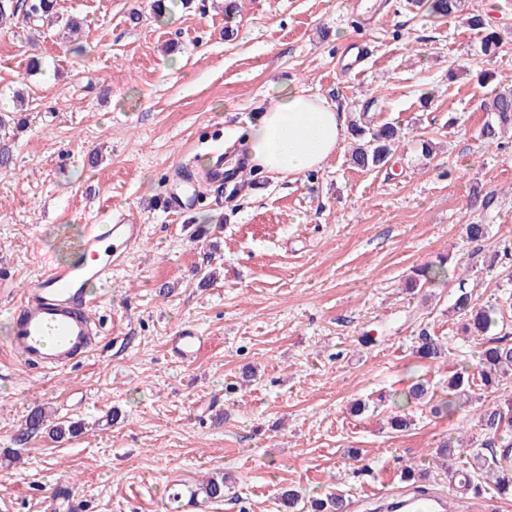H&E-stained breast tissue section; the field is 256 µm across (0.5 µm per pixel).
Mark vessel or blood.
<instances>
[{
	"instance_id": "1",
	"label": "vessel or blood",
	"mask_w": 512,
	"mask_h": 512,
	"mask_svg": "<svg viewBox=\"0 0 512 512\" xmlns=\"http://www.w3.org/2000/svg\"><path fill=\"white\" fill-rule=\"evenodd\" d=\"M192 185L220 189L224 185V154L216 150L203 173L186 172ZM142 226L126 215L110 224H94L83 235L74 256L67 262L47 261L43 272L21 293L9 330L8 348L33 370L66 369L91 355L98 346L101 326L95 288L112 281V269L138 247ZM206 339L192 329L181 330L171 340L174 356L185 359L197 355ZM400 512H449V501L427 498L398 501Z\"/></svg>"
}]
</instances>
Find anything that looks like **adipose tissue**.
Listing matches in <instances>:
<instances>
[{"label": "adipose tissue", "mask_w": 512, "mask_h": 512, "mask_svg": "<svg viewBox=\"0 0 512 512\" xmlns=\"http://www.w3.org/2000/svg\"><path fill=\"white\" fill-rule=\"evenodd\" d=\"M347 127L337 104L285 85L250 124L243 153L260 172L298 178L322 168L341 149Z\"/></svg>", "instance_id": "obj_1"}]
</instances>
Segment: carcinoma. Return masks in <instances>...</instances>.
I'll list each match as a JSON object with an SVG mask.
<instances>
[{
  "mask_svg": "<svg viewBox=\"0 0 512 512\" xmlns=\"http://www.w3.org/2000/svg\"><path fill=\"white\" fill-rule=\"evenodd\" d=\"M56 0H0V22L22 17L32 24L37 21L48 24L62 23L68 33L75 34L81 28L73 18L62 19L55 12ZM430 16L448 17L460 10L461 0H425ZM503 45L496 31L487 33L481 41V52L485 55L497 53ZM486 110L494 114V121L482 126L478 140L485 147L499 145V134L512 127V92L497 93L485 103ZM350 134L358 140L351 154L352 164L359 169H375L386 164L392 147L402 135L401 129L385 124L369 130L361 122L350 124ZM448 277L446 261L437 265H423L413 271L411 282L426 285ZM453 312L461 319L463 335L474 338L478 344V356L472 366L462 365L448 377V393L437 403L429 397L428 382L419 379L404 392L410 402L430 407L435 415L451 414L463 407L475 405L477 420L485 432L482 447H473V442L459 437L447 439L437 447V453L448 459L449 486L479 496L485 491L483 480L492 482L498 494L512 497V468L500 465V452L496 447L497 434L506 425H512V399L504 404H485L484 393L494 391L502 382L512 377V341L505 336H492L490 332L497 326L496 307L477 306L471 296L462 292L456 299ZM417 354L429 361H439L448 356V346L434 336L422 334L417 346ZM49 429L56 437H61L63 429L56 424L47 427L45 412H33L25 424L24 435L30 436ZM346 499L339 493H331L326 498L311 503V512H345Z\"/></svg>",
  "mask_w": 512,
  "mask_h": 512,
  "instance_id": "obj_1",
  "label": "carcinoma"
}]
</instances>
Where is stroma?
Returning a JSON list of instances; mask_svg holds the SVG:
<instances>
[{"instance_id": "stroma-1", "label": "stroma", "mask_w": 512, "mask_h": 512, "mask_svg": "<svg viewBox=\"0 0 512 512\" xmlns=\"http://www.w3.org/2000/svg\"><path fill=\"white\" fill-rule=\"evenodd\" d=\"M224 3L167 0L160 15L152 0H58L78 36L0 26V114L24 121L0 170V512H43L62 480L84 512H170L171 480L217 476L227 489L209 512H281L288 487L387 512L405 467L451 496L437 446L484 438L464 412L413 405L408 430L388 421L393 393L422 377L443 397L475 355L452 312L460 291L495 305L512 335V133L488 151L477 139L489 89L512 90V0H462L440 19L413 0H239L230 16ZM475 14L502 35L497 56L481 53ZM357 41L371 46L358 72ZM283 83L405 137L371 171L345 146L297 180L253 169L232 201L208 193L170 213L176 172L243 140ZM477 184L489 207L471 203ZM119 213L144 240L112 273L97 351L64 372L29 370L3 346L14 301L44 256L70 260L88 225ZM474 223L489 234L472 243ZM442 255L447 279L411 288L414 268ZM211 269L216 282L201 284ZM185 327L206 338L189 364L168 351ZM423 331L450 356L418 358ZM38 408L81 433L23 436Z\"/></svg>"}]
</instances>
